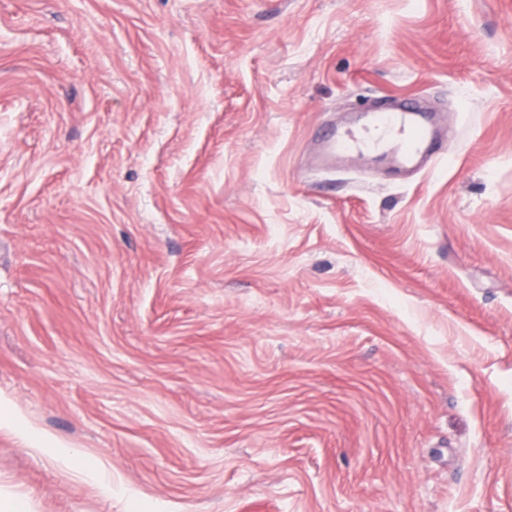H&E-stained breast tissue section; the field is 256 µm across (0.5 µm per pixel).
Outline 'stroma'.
I'll use <instances>...</instances> for the list:
<instances>
[{
  "label": "stroma",
  "instance_id": "1",
  "mask_svg": "<svg viewBox=\"0 0 512 512\" xmlns=\"http://www.w3.org/2000/svg\"><path fill=\"white\" fill-rule=\"evenodd\" d=\"M4 501L512 512V0H0ZM362 133H341L335 129L320 136L327 159L335 168L336 158L351 157L387 144L392 160L403 168L431 171L441 156L434 151V122L430 113L415 103L401 102L397 107L370 114Z\"/></svg>",
  "mask_w": 512,
  "mask_h": 512
}]
</instances>
